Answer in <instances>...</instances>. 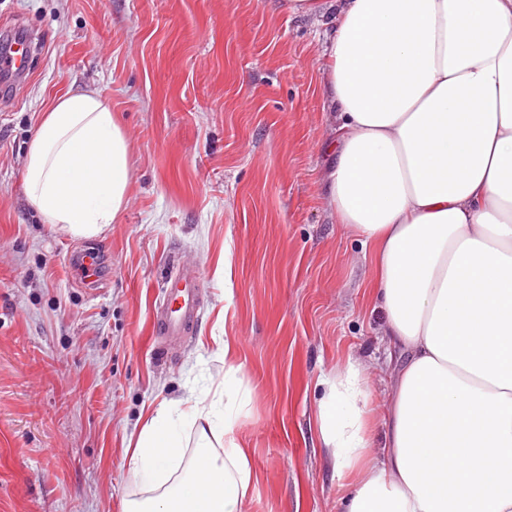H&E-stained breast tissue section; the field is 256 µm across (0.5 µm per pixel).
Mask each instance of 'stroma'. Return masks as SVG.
<instances>
[{
    "mask_svg": "<svg viewBox=\"0 0 512 512\" xmlns=\"http://www.w3.org/2000/svg\"><path fill=\"white\" fill-rule=\"evenodd\" d=\"M289 0H0V32L39 40L24 84L0 86V512H123L147 497L131 458L158 410L241 397L228 433L252 462L244 512H343L353 475L320 432L323 377L370 374L376 444L388 410L374 267L325 199L330 136L322 28ZM87 86L130 139V192L87 240L27 204L28 133ZM100 256L87 287L75 262ZM197 314L158 338L168 277Z\"/></svg>",
    "mask_w": 512,
    "mask_h": 512,
    "instance_id": "1",
    "label": "stroma"
}]
</instances>
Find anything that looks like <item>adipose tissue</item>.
<instances>
[{
  "label": "adipose tissue",
  "instance_id": "obj_1",
  "mask_svg": "<svg viewBox=\"0 0 512 512\" xmlns=\"http://www.w3.org/2000/svg\"><path fill=\"white\" fill-rule=\"evenodd\" d=\"M324 19L328 205L374 247L381 336L403 362L386 446L372 454L363 369L327 377L320 433L355 472L347 512H512V0H291ZM30 207L72 235L104 234L130 189L129 139L97 89L59 98L34 127ZM165 413L134 456L157 496L124 512H243L246 449L197 452Z\"/></svg>",
  "mask_w": 512,
  "mask_h": 512
}]
</instances>
